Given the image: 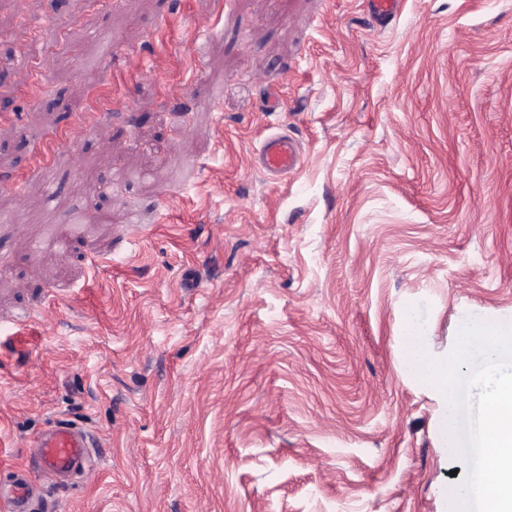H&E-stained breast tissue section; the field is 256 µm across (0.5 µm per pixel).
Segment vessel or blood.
Masks as SVG:
<instances>
[{"instance_id":"1","label":"vessel or blood","mask_w":512,"mask_h":512,"mask_svg":"<svg viewBox=\"0 0 512 512\" xmlns=\"http://www.w3.org/2000/svg\"><path fill=\"white\" fill-rule=\"evenodd\" d=\"M402 0H363L369 16L378 25L388 24L399 12ZM260 163L270 173L285 175L299 163L295 145L283 137L267 138L262 146ZM86 436L70 426L60 425L44 435L33 458L35 469L45 475L72 471L90 460ZM0 512H36L33 486L25 480L12 481L0 486Z\"/></svg>"}]
</instances>
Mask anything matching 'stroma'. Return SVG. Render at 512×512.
Instances as JSON below:
<instances>
[{"mask_svg": "<svg viewBox=\"0 0 512 512\" xmlns=\"http://www.w3.org/2000/svg\"><path fill=\"white\" fill-rule=\"evenodd\" d=\"M2 113L0 482L69 424L38 512H450L409 335L512 320V0H0ZM369 16L380 26L388 24L399 12L402 0H363ZM295 145L284 137H269L265 140L260 154L264 170L278 175H288L299 163ZM33 458V467L44 475L70 472L90 460L87 448H94L87 437L67 425H60L44 435Z\"/></svg>", "mask_w": 512, "mask_h": 512, "instance_id": "stroma-1", "label": "stroma"}]
</instances>
